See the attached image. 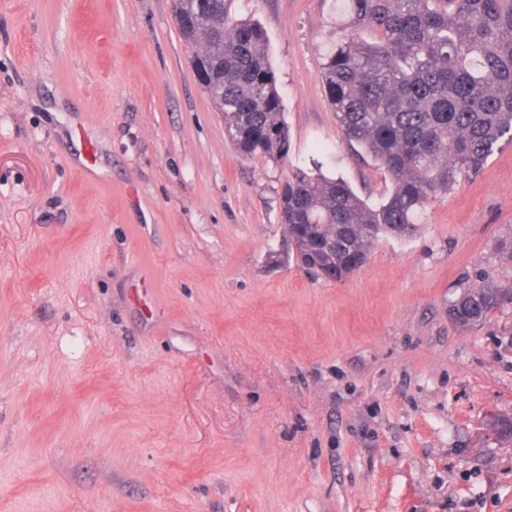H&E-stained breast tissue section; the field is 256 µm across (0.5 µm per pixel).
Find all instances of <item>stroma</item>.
I'll return each mask as SVG.
<instances>
[{"instance_id": "stroma-1", "label": "stroma", "mask_w": 512, "mask_h": 512, "mask_svg": "<svg viewBox=\"0 0 512 512\" xmlns=\"http://www.w3.org/2000/svg\"><path fill=\"white\" fill-rule=\"evenodd\" d=\"M288 126L237 155L172 0H0V512H512V146L345 283L300 266L279 194L388 174L323 88L343 0H232ZM508 294L511 296L509 302L503 301ZM472 303L476 304L478 307L482 320L490 312L500 308L504 304H512V288L508 289V291H504L495 285L485 284L478 288L463 289L459 296L451 302L450 307L458 304L470 306ZM481 320H479L477 314H472L469 317L470 326L479 323Z\"/></svg>"}]
</instances>
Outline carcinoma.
<instances>
[{"mask_svg":"<svg viewBox=\"0 0 512 512\" xmlns=\"http://www.w3.org/2000/svg\"><path fill=\"white\" fill-rule=\"evenodd\" d=\"M173 11L191 18L178 27L185 41L204 40L195 58L238 154L283 158L288 126L263 29L231 18L226 0H173ZM345 11L347 33L323 57L328 102L343 139L388 172L393 192L373 208L341 180L296 170L279 194L281 223L300 225L296 254L338 279L387 229L414 233L431 199L512 143V0H345ZM333 236L336 250L318 249ZM508 294L485 284L451 305L474 303L484 318L512 304Z\"/></svg>","mask_w":512,"mask_h":512,"instance_id":"obj_1","label":"carcinoma"}]
</instances>
